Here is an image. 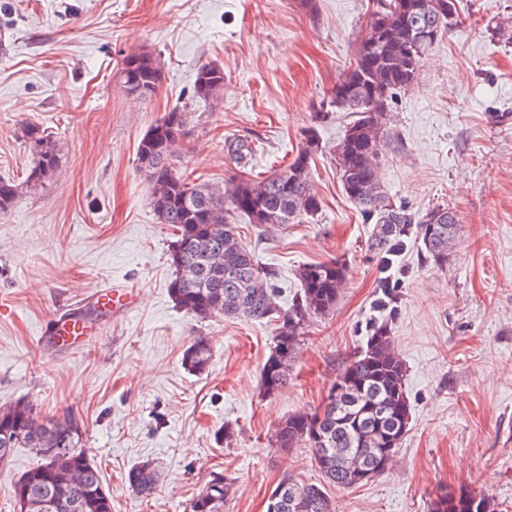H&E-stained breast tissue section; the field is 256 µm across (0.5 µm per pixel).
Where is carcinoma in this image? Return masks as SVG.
<instances>
[{
	"instance_id": "carcinoma-1",
	"label": "carcinoma",
	"mask_w": 512,
	"mask_h": 512,
	"mask_svg": "<svg viewBox=\"0 0 512 512\" xmlns=\"http://www.w3.org/2000/svg\"><path fill=\"white\" fill-rule=\"evenodd\" d=\"M457 2L377 0L349 75L336 85L329 100V106L353 116L336 143V167L343 193L363 220L375 224L369 248L384 264L412 234L421 242L426 259L447 264L459 224L457 214L446 207L419 216L396 204L380 175L389 141L390 103L397 92L414 83L423 56L456 25ZM161 81V68L149 53L127 54L116 71V83L133 99L152 98ZM223 87L224 69L204 64L191 99L208 102ZM187 123L188 110L174 108L149 127L136 147L137 164L150 184L153 210L159 222L173 230L170 260L175 276L169 294L177 309L196 318L224 316L273 324V346L260 371L261 391L272 395L288 382L301 325L335 308L348 268L337 260L302 266L297 272L300 292L284 311L277 303L273 274L242 244L235 224L244 216L251 224L283 228L320 213L323 203L309 179L319 139L315 129H309L292 162L265 177L196 184L175 166ZM24 136L35 156L26 179V187L33 189L52 176L57 153L40 127L25 126ZM224 147L235 163L243 165L256 151L253 142L242 138H227ZM22 187L0 179L1 213L12 207ZM212 263L222 266V276L210 274ZM211 357L209 340L198 336L185 350L182 364L200 374ZM407 372L395 351L390 324L375 322L328 388L324 402L310 412L288 417L278 427L277 447L310 449L322 476L318 483L284 477L299 496L283 512H336L328 488L364 484L350 469L351 463H365L377 476L384 473L386 455L400 447L412 419ZM382 405L387 407L383 415L376 410ZM0 430L8 434L5 443L10 448L0 453V462L17 448H28L38 458L13 485L17 512H23L24 500L35 502L49 490L78 502L79 512H112V497L84 444L82 426L71 412L40 418L32 405L18 401L0 407ZM126 480L136 494L147 497L156 488L158 471L149 462L138 463L129 469ZM231 492L227 478L224 490L217 494L209 482L192 499L189 512H224ZM429 512H497V506L492 498L462 488L431 501Z\"/></svg>"
}]
</instances>
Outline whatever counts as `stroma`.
Wrapping results in <instances>:
<instances>
[{"label":"stroma","instance_id":"35a3bbf8","mask_svg":"<svg viewBox=\"0 0 512 512\" xmlns=\"http://www.w3.org/2000/svg\"><path fill=\"white\" fill-rule=\"evenodd\" d=\"M376 0H0V178L23 182L39 125L58 163L0 214V406L28 401L40 416L72 412L112 497V512H187L213 474L233 493L224 512H266L286 475L320 479L309 449L278 448V425L315 408L369 325L383 315L380 265L366 224L342 192L334 148L348 113L317 114L350 69ZM459 23L428 52L415 84L395 96L381 160L390 197L418 214L441 206L459 230L447 265L406 244L388 275L391 327L409 373V430L394 463L351 489L337 512H428L441 492L467 488L512 512V0H459ZM140 49L162 68L146 101L112 80ZM214 63L224 88L192 102L197 70ZM191 105L177 166L195 182L266 176L289 163L308 128L321 151L310 181L323 208L285 228L239 220L245 243L274 275L278 303L297 272L338 260L349 276L333 313L310 318L285 387L267 396L260 369L273 328L179 311L168 288L171 230L160 224L136 146L173 107ZM257 150L247 167L224 140ZM134 289L128 314L99 313L94 293ZM73 309L90 338L55 343L47 323ZM211 342L200 374L182 365L194 337ZM233 427L225 440V427ZM153 462L146 498L125 475ZM224 147L227 154L236 164L245 165L256 151L252 141L242 138H225Z\"/></svg>","mask_w":512,"mask_h":512}]
</instances>
